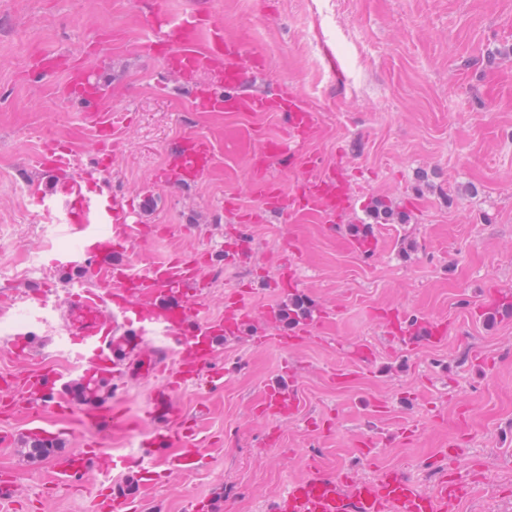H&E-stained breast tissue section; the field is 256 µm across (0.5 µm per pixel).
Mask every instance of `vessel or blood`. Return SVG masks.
Masks as SVG:
<instances>
[{"label": "vessel or blood", "instance_id": "vessel-or-blood-1", "mask_svg": "<svg viewBox=\"0 0 512 512\" xmlns=\"http://www.w3.org/2000/svg\"><path fill=\"white\" fill-rule=\"evenodd\" d=\"M144 2L147 37L139 49L160 58L164 70L193 87L197 110L275 112L284 118L275 134L243 124L227 128L217 138L185 137L170 151L156 185L175 189L231 174L223 147L229 139L250 169L248 189L263 211L288 214L299 223L326 219L328 232L342 236L349 250L376 251L380 246L376 236L341 232V221L357 203L353 184L342 169L315 155L303 159L297 155L299 146L321 133L303 97L288 86L272 92L251 89L253 79L266 68L265 58L248 51L240 35L226 33L223 22L210 12L197 10L176 21L163 0ZM34 66L47 77L65 71L61 92L84 106L93 132L97 164L90 170L76 167L84 147L82 135H71L63 142L47 135L33 163L52 176L53 185L45 191L31 190L33 203L73 242L64 256L65 265L83 268L86 277L60 300L47 283L20 295L0 294V312L14 315L10 348L21 365L20 370L0 375V388L8 390L0 395V412L12 418L29 417L48 407L65 417L77 416L93 438L55 458L54 484L77 487L86 474H93L96 484L89 512H137L157 483L155 459L161 449H177L170 466L182 473L211 463L177 395L202 381L223 386L217 344L258 322L264 328L258 344L271 342L292 352L318 335L334 311L317 307L314 319L287 327L280 310H256L249 296L231 293L224 300L223 313L210 318L203 314L207 252L176 254L140 271L121 259L125 246L143 243L149 234L148 225L125 196L111 193L109 187L115 136L128 115L113 107L110 84L67 56L50 54ZM275 162L296 172L292 192H285L273 174ZM252 257L249 237L234 232L232 244L225 249L226 262L240 265ZM58 311L64 314V336L84 351L85 368L73 379L32 362L33 346L40 339L34 323ZM380 316L385 336L408 351L441 345L456 330L452 320L428 315L411 318L394 307L381 310ZM129 356L140 361L143 375L157 380L143 413L141 455L134 464L103 449L100 441L101 436L116 437L127 431V415L114 381L121 377L123 361ZM301 409L295 379H277L267 384L255 414L285 421L297 417ZM469 485V476L459 471L426 490L397 467L381 468L370 480L313 470L289 484L270 512H457Z\"/></svg>", "mask_w": 512, "mask_h": 512}]
</instances>
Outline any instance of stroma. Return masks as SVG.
<instances>
[{
	"label": "stroma",
	"mask_w": 512,
	"mask_h": 512,
	"mask_svg": "<svg viewBox=\"0 0 512 512\" xmlns=\"http://www.w3.org/2000/svg\"><path fill=\"white\" fill-rule=\"evenodd\" d=\"M174 15L207 8L225 29L245 32L250 51L269 69L256 87L295 88L315 112L319 139L300 156L342 164L359 198L346 230L369 224L381 246L370 255L343 250L324 220L293 223L266 214L245 225L255 243L250 263L225 261L234 222L224 199L257 209L248 171L213 177L177 192L151 188L168 152L186 135L216 136L248 122L281 129L275 113L195 111L192 90L175 77L157 84L158 58L138 49L144 35L138 0H0V291L40 282L58 293L81 272L60 263L72 248L28 195L51 181L28 160L52 130L90 136L80 109L60 94L62 78L36 74L35 52L67 53L124 94L116 108L129 124L116 136L110 179L139 207L145 223L164 231L124 254L134 268L173 253L211 254L207 313L218 316L232 291L259 308L284 304L271 286L282 242L295 239L302 279L298 303L334 308L317 340L287 353L259 347L255 331L218 345L224 385L202 383L178 394L206 441L208 469L174 472L159 483L144 512H182L187 497H210V512H266L268 502L309 467L376 476L379 466L403 468L423 488L449 465L473 472L480 490L458 512H512V309L480 315L482 291L512 293V100L489 94L491 79L512 75V0H167ZM391 203L388 223H370L372 200ZM396 307L408 316L452 318L456 333L439 346L407 352L387 341L372 312ZM62 321L48 318L41 336L51 346L35 362L72 371L76 355L60 343ZM373 349L370 364L347 358L350 346ZM294 368L303 402L298 419L279 426L277 446L263 447L267 422L252 415L265 386ZM352 371L348 386L332 371ZM385 413H377L376 404ZM413 430L398 435L397 427ZM35 427L61 430L35 463L0 455V473L16 474L20 512H85L87 490L49 485L55 455L88 438L77 421L53 411L0 422V433L26 437ZM376 442L362 455L363 436Z\"/></svg>",
	"instance_id": "stroma-1"
}]
</instances>
